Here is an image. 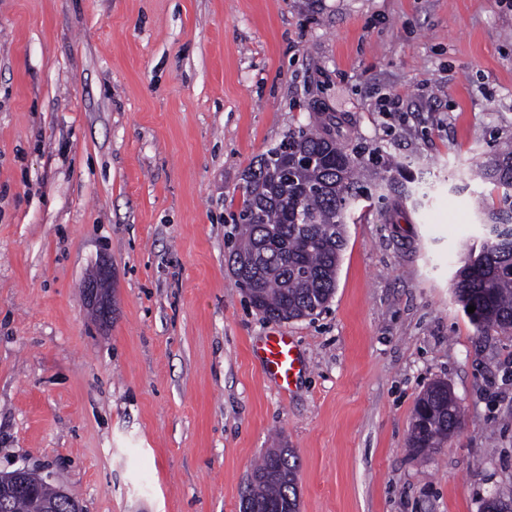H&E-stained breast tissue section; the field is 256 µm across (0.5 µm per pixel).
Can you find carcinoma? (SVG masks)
I'll return each instance as SVG.
<instances>
[{"instance_id":"1","label":"carcinoma","mask_w":512,"mask_h":512,"mask_svg":"<svg viewBox=\"0 0 512 512\" xmlns=\"http://www.w3.org/2000/svg\"><path fill=\"white\" fill-rule=\"evenodd\" d=\"M336 119L318 113L316 123L288 133V150L277 146L250 169L242 187L243 205L235 219L238 236L229 253L251 259L249 301L274 321L311 317L326 308L335 289L350 205L362 198L358 171L379 169L380 157L359 160L340 142ZM475 176L502 190L501 205H483L489 237L479 252H469L457 273L455 293L463 307L475 306L470 318L478 332L512 330V143L483 162ZM386 199H409L416 191L382 175L376 184ZM461 425L458 403L448 385L428 387L417 400L411 422L413 448H442ZM298 466L294 453L271 448L255 467L244 495L274 512H298ZM62 501L60 512L79 505L35 473L26 488L0 495V512H31V496Z\"/></svg>"}]
</instances>
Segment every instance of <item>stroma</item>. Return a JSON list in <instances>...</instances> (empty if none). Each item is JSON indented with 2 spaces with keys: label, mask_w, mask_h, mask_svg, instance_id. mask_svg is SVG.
<instances>
[{
  "label": "stroma",
  "mask_w": 512,
  "mask_h": 512,
  "mask_svg": "<svg viewBox=\"0 0 512 512\" xmlns=\"http://www.w3.org/2000/svg\"><path fill=\"white\" fill-rule=\"evenodd\" d=\"M319 111L423 196L359 202L328 306L272 321L229 214ZM509 139L512 0H0V472L84 512H240L290 448L299 512L512 499V334L478 335L454 290L501 198L471 170ZM280 332L287 392L257 356ZM437 381L462 424L419 455ZM264 374L283 390H289L304 365L292 336L281 332L266 337L259 351Z\"/></svg>",
  "instance_id": "35a3bbf8"
}]
</instances>
